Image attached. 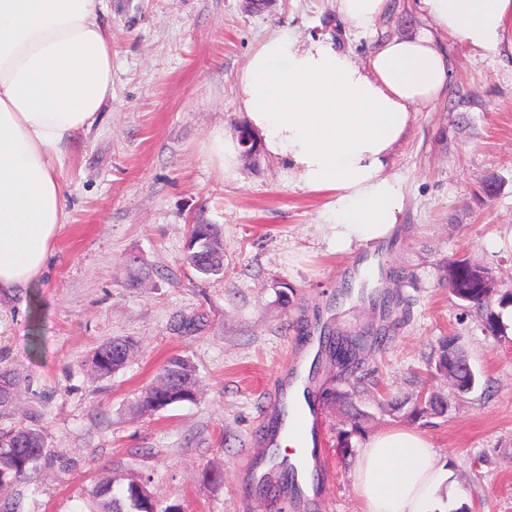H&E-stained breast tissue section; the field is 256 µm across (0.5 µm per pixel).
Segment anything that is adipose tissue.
<instances>
[{"label": "adipose tissue", "mask_w": 512, "mask_h": 512, "mask_svg": "<svg viewBox=\"0 0 512 512\" xmlns=\"http://www.w3.org/2000/svg\"><path fill=\"white\" fill-rule=\"evenodd\" d=\"M388 0H336L347 28L370 31ZM419 11L467 45L498 52L512 0H418ZM104 0H0V297L37 287L65 220L59 168L74 135L112 97V38ZM450 80L426 35L382 41L366 61L329 38L275 30L249 53L236 84L263 151L286 159L295 187L326 195L330 249L388 238L401 186L390 172L414 112ZM447 470L428 438L392 430L357 458L363 512H436Z\"/></svg>", "instance_id": "1"}]
</instances>
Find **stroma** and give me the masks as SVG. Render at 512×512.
I'll return each mask as SVG.
<instances>
[{
	"mask_svg": "<svg viewBox=\"0 0 512 512\" xmlns=\"http://www.w3.org/2000/svg\"><path fill=\"white\" fill-rule=\"evenodd\" d=\"M112 98L101 120L77 133L63 161L66 223L36 290L0 302V364L22 379L12 428L36 412L54 462L0 489L22 512H99L98 485L116 475L149 478L148 489L183 512H363L357 457L374 435L424 434L449 471L444 512H512V305L504 333L486 312L450 295L449 260L467 259L512 295V49L473 50L440 31L416 0H389L370 35L346 30L336 0H107ZM276 29L327 35L366 60L391 37L431 35L451 77L434 107L415 113L391 172L403 208L379 243L330 252L320 226L326 197L295 188L285 161L264 153L223 170L207 142L246 121L236 81L257 42ZM494 192H486L487 182ZM224 240L220 278L183 262L194 223ZM369 276H362V269ZM396 296L384 311L358 298L361 285ZM210 323L194 336L169 331L180 311ZM377 330L382 343L355 372L337 377L320 359L311 389L352 394L321 400L325 475L302 502L246 472L264 448L272 390L310 334ZM133 339L123 370L91 372L94 348ZM455 338L479 378L456 394L435 369L438 345ZM174 354L196 370L197 397L139 414L132 404ZM447 398L442 415H412L420 396ZM401 401L393 412L388 400ZM364 413L350 454L337 446L347 410Z\"/></svg>",
	"mask_w": 512,
	"mask_h": 512,
	"instance_id": "1",
	"label": "stroma"
}]
</instances>
